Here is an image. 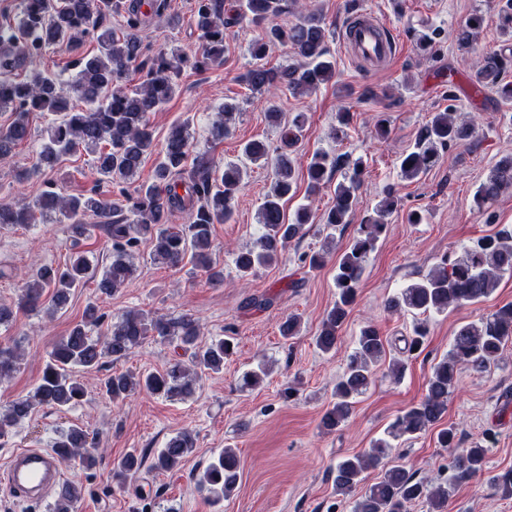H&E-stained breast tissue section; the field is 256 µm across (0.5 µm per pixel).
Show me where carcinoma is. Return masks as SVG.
Returning a JSON list of instances; mask_svg holds the SVG:
<instances>
[{
	"mask_svg": "<svg viewBox=\"0 0 512 512\" xmlns=\"http://www.w3.org/2000/svg\"><path fill=\"white\" fill-rule=\"evenodd\" d=\"M295 0H196L193 14L202 40L200 50L189 55L178 48L146 54L138 31L153 15L166 9V0H153L149 10H142L138 0H20L19 19L0 26V111L10 112L8 124L0 127V162L13 156L15 148L31 137L29 116L48 112L52 119L42 134L40 150L34 162L15 171L19 184L38 177L66 155L83 149L93 154V167L100 181L120 186L125 203H112L97 192L73 196L51 188L44 190L33 204L0 206V229L41 224L56 218L67 224L73 246L100 231L110 246V263L98 281L101 293L117 292L135 276L134 254L144 244L153 255L172 266L190 257L194 266L205 272L213 284L224 283V270L212 258V229L229 221L234 213V199L249 168L228 164L222 169L204 155H192L185 121L173 125L161 150H156L150 115L160 112L176 95L183 68L204 69L224 65L227 46L224 28L239 20L261 23L289 12ZM112 12L124 18V30L116 33L103 24ZM484 17L474 14L456 30L455 44L467 52L482 27ZM499 29L512 40V0H503L498 10ZM329 28L316 13L302 15L287 26L273 25L250 47L258 60L244 77L254 91L284 86L293 95L308 96L336 78L327 40ZM93 39L96 50L82 51L84 41ZM271 43H279L292 53L294 62L280 68L260 63ZM57 47L72 56L76 75L63 91L58 82L34 69L18 80L14 70L18 61L34 62L43 51ZM512 65V55L504 52L485 55L476 65V85L494 89L506 100L512 99V84L503 82V74ZM142 73L140 82L129 84L130 71ZM239 106L226 100L212 122L210 135L222 140L231 133V122ZM268 117L281 124L282 112L271 101ZM307 117L298 112L283 125L281 145L273 147L262 140L247 141L242 146L244 159L252 165H270L273 177L259 211L261 232L253 245L235 254L234 264L240 277L246 278L275 263L293 242L300 241L306 225L313 223L311 210L299 207L293 218L285 213V204L296 193L295 162L288 149L294 147L305 127ZM474 137L472 124L456 116L454 105L435 112L421 127L415 144L400 161L403 178L413 180L429 171L442 152ZM159 152V160L148 177L134 183L147 155ZM339 155L317 151L306 166L308 190L314 192L341 167ZM133 183V192L124 184ZM361 186L359 172L348 183L336 184L335 204L323 223L336 228L351 223L356 192ZM512 191V154L504 155L491 167L480 183L474 203L488 209L506 191ZM398 197L387 191L364 217L355 236L336 266L337 298L326 312L315 336L316 347L324 353L336 349L339 331L354 303L369 254L386 231L387 215L397 208ZM184 211L188 223L171 225L167 215ZM512 273V231L503 229L478 239L455 257H447L427 274L396 296L387 307L425 315L444 313L490 296L500 277ZM94 278L93 265L84 251L72 253L64 268L51 264L38 266L24 278L20 307L52 317L69 304L76 288ZM105 318L98 306H86L82 320L68 335L56 342L48 354L40 383L33 394L13 401L0 413V446L15 435L16 427L27 419L36 405L56 410L78 405L86 396L84 385L72 375V368L92 370L103 359L119 361L149 338L178 341L189 354L190 364L177 362L162 371L146 374L113 372L105 377L102 388L114 401L135 391H146L169 399H184L194 391L200 371L218 372L235 354L237 344L231 336L200 342V328L191 317L167 318L149 312L129 310L117 321L104 339H93L90 328ZM301 319L289 315L280 324V335H299ZM426 321L413 327L405 340V352L413 354L424 345ZM512 342V304H505L476 322L461 325L455 332L448 354L432 368L426 394L398 416L388 427L387 436L376 440L367 453L338 461L331 469L336 493L349 496L363 481V473L387 459L392 441L420 433L442 421L448 410V395L454 389L459 367L488 371L496 366L505 346ZM386 343L378 329L364 326L347 359L345 370L336 383V401L321 418L327 431L340 427L351 414L356 397L372 383L374 369L386 359ZM19 368L16 349L0 347V380ZM442 448H457L450 475L443 482L429 486L401 465L385 469L382 477L353 501L352 512H407V505L426 500L430 512H445L450 488L481 475L486 467V449L480 444L459 448L456 430L449 426L437 433ZM92 445L90 432L70 427L58 433L52 443L64 449L63 459L80 458L87 469L96 465V457L86 448ZM196 446L195 435L182 431L170 437L152 457L151 468L170 471L181 464ZM146 455L131 451L113 471L123 484L143 467ZM240 459L236 449L219 452L197 478L200 490L214 504L230 497L239 480ZM491 483L506 496L512 495V468L491 478ZM81 499V489L74 483L63 485L56 512H74Z\"/></svg>",
	"mask_w": 512,
	"mask_h": 512,
	"instance_id": "cac0c4a2",
	"label": "carcinoma"
}]
</instances>
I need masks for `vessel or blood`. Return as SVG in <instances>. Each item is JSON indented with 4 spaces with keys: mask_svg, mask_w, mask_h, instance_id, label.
<instances>
[{
    "mask_svg": "<svg viewBox=\"0 0 512 512\" xmlns=\"http://www.w3.org/2000/svg\"><path fill=\"white\" fill-rule=\"evenodd\" d=\"M384 25L372 12H362L355 25L346 28L343 44L349 56L371 63H384L396 53L394 41L384 40ZM63 461L55 453L23 448L12 454L4 477L6 487L15 498L40 502L62 478Z\"/></svg>",
    "mask_w": 512,
    "mask_h": 512,
    "instance_id": "obj_1",
    "label": "vessel or blood"
}]
</instances>
